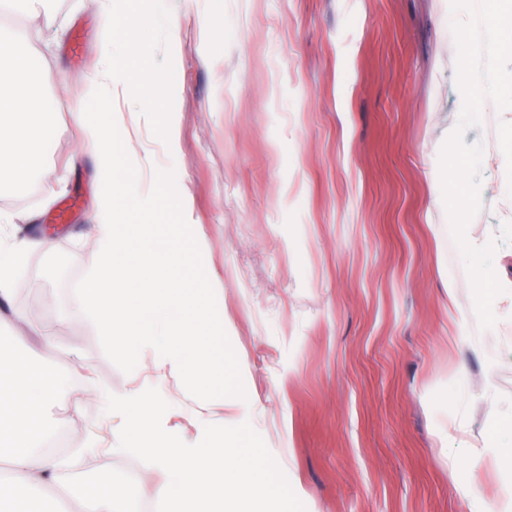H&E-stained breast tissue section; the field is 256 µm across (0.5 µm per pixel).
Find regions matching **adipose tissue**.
I'll list each match as a JSON object with an SVG mask.
<instances>
[{"label": "adipose tissue", "instance_id": "obj_1", "mask_svg": "<svg viewBox=\"0 0 512 512\" xmlns=\"http://www.w3.org/2000/svg\"><path fill=\"white\" fill-rule=\"evenodd\" d=\"M38 80L53 84L60 77L42 63L28 33L10 32L0 54V177L18 183L32 178L33 162L51 135L45 121L49 106L35 100ZM80 140L95 160L99 200L87 277L72 305L96 324L109 353L125 357L137 351L149 358L152 373L134 377L120 391L88 384L87 393L101 407L104 440L62 455L49 452L46 444L58 429L54 408L66 379L33 373L21 358L1 368L0 455L8 456L11 467L0 474V512H26L31 503L35 512H64L66 497L79 500L83 512H132L124 485L111 483L89 495L81 483L61 481L75 460L101 448L137 457L155 475L152 495L164 512H225L235 501L264 495L269 469L225 443L226 421L211 398L196 399L188 434L172 423L178 406L155 391L159 381L200 387L210 378V356L219 338L205 328L220 316L219 293L194 280L173 290L124 282L112 224V128L81 123ZM57 485L63 497L51 495Z\"/></svg>", "mask_w": 512, "mask_h": 512}]
</instances>
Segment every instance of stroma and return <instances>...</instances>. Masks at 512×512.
I'll return each instance as SVG.
<instances>
[{"label": "stroma", "mask_w": 512, "mask_h": 512, "mask_svg": "<svg viewBox=\"0 0 512 512\" xmlns=\"http://www.w3.org/2000/svg\"><path fill=\"white\" fill-rule=\"evenodd\" d=\"M173 142L152 132L128 84L116 123L139 194L174 171L205 272L223 299L227 418L275 470L238 512H512V107L482 106V208L503 287L496 322L474 292L434 180L463 96L450 0H167ZM0 27L40 32L65 82L37 87L52 128L25 185L0 181V243L20 247L0 320L37 366L90 368L122 390L134 361L108 354L72 308L97 200L79 146L100 55L88 0H44ZM56 223L55 236L45 226ZM456 296H448L449 283ZM53 332L43 355L37 333ZM72 446L100 414L59 394ZM87 493L146 484L133 456L81 460Z\"/></svg>", "instance_id": "35a3bbf8"}]
</instances>
